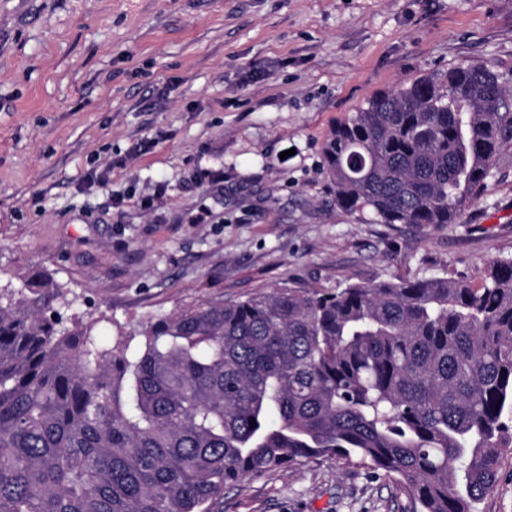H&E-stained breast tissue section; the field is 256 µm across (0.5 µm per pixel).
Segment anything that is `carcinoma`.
<instances>
[{
  "label": "carcinoma",
  "instance_id": "obj_1",
  "mask_svg": "<svg viewBox=\"0 0 512 512\" xmlns=\"http://www.w3.org/2000/svg\"><path fill=\"white\" fill-rule=\"evenodd\" d=\"M512 139V90L458 63L336 123L347 213L456 224ZM41 275L0 293V512H211L320 456L394 475L415 512H472L512 450V257L432 276L203 304L107 348Z\"/></svg>",
  "mask_w": 512,
  "mask_h": 512
}]
</instances>
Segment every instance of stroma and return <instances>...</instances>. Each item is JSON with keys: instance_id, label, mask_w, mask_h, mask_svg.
Listing matches in <instances>:
<instances>
[{"instance_id": "1", "label": "stroma", "mask_w": 512, "mask_h": 512, "mask_svg": "<svg viewBox=\"0 0 512 512\" xmlns=\"http://www.w3.org/2000/svg\"><path fill=\"white\" fill-rule=\"evenodd\" d=\"M469 62L512 89V0H0V289L64 324L152 321L284 287L471 281L512 256V140L456 224L336 204L322 149L376 92ZM396 476L317 457L221 512H413Z\"/></svg>"}]
</instances>
